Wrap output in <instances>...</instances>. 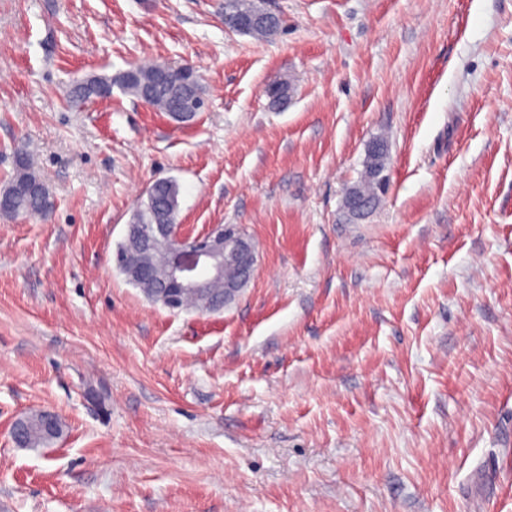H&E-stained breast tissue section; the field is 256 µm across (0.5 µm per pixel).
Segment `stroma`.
Returning <instances> with one entry per match:
<instances>
[{
    "label": "stroma",
    "mask_w": 512,
    "mask_h": 512,
    "mask_svg": "<svg viewBox=\"0 0 512 512\" xmlns=\"http://www.w3.org/2000/svg\"><path fill=\"white\" fill-rule=\"evenodd\" d=\"M267 6L257 40L224 0H0V180L28 153L54 201L0 216V512H512V0ZM150 59L197 68L192 123L71 95ZM164 177L256 247L219 312L114 264ZM256 0H224V22L228 25L238 18L231 27L226 23L225 25L236 32L245 33L257 39H267L277 34L280 28V21L271 19L270 22H262L250 28L251 19L241 16H256L261 15V6ZM107 84L112 88V76L91 75L77 83L72 91L73 97L87 100L97 98L96 87ZM379 142L382 145V150L377 155L368 153L366 166H364L360 178L356 181L357 183L351 187L358 196L367 198L374 204L379 198V191L384 187L386 181V176L383 175L386 169V162H384L386 147L383 141ZM379 200L380 198L378 202ZM41 410L35 411L24 418L26 421L22 425V443L18 444L22 448H36L45 446L60 438L64 433V424L58 417L55 428L47 431L44 428L41 417Z\"/></svg>",
    "instance_id": "stroma-1"
}]
</instances>
